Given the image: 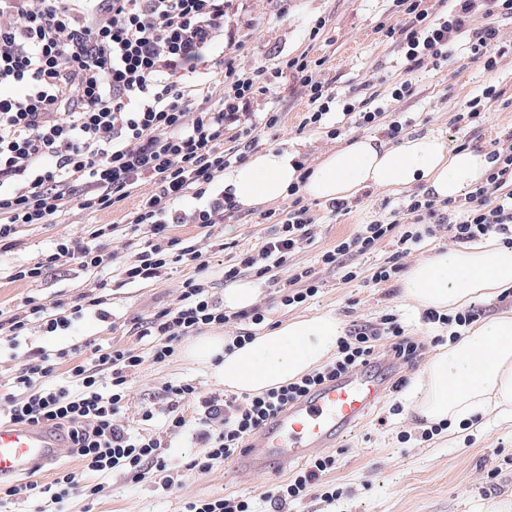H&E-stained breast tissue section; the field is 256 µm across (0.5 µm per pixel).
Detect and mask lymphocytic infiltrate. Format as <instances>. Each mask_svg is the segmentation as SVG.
Masks as SVG:
<instances>
[{
    "label": "lymphocytic infiltrate",
    "mask_w": 512,
    "mask_h": 512,
    "mask_svg": "<svg viewBox=\"0 0 512 512\" xmlns=\"http://www.w3.org/2000/svg\"><path fill=\"white\" fill-rule=\"evenodd\" d=\"M402 25L386 26L384 35L402 43L405 58L419 65L426 58L452 61L454 49L467 43L481 53L499 40L496 19H512V0H451L450 10L436 14L422 0H393ZM225 0H0V252L19 244L21 226L48 224L75 208L105 211L150 184L130 213L128 226L142 241L136 258L118 267L123 283L157 282L171 265L192 274L185 279L175 306L135 319L133 333L148 351L102 346L94 341L29 354L12 372L11 388L0 403V419L64 429L81 472L57 471L52 483L36 480L6 487L10 497L50 495L63 502L77 492L92 499L106 495L105 476L121 471L143 480L152 470L167 468L165 454L173 438L194 428L206 451L189 463L208 471L214 461L229 460L247 438L259 431L289 403L318 386L367 366L379 354L377 342L387 339L393 359L405 363L419 356L421 342L407 336L395 315H385L371 328L349 332L338 341L334 360L297 381L244 398L202 395L189 383L165 388L171 398L159 431L131 435L117 417L127 400L133 375L145 362L172 358L180 342L206 329L236 328L234 344L250 335L237 326L263 324L260 308L225 311L212 300L201 278L208 267L203 240L212 239L236 204L224 190V174L244 158L228 146L230 131L249 137L257 127L279 128L281 114L266 112L253 124L244 111L255 92L276 95V80L292 73L308 98L303 127L326 129L338 138L340 125H326L331 94L319 81L315 63L301 55L267 69L238 70L233 60L217 62L215 73L224 96L210 105L200 84L189 82L211 47L224 38ZM493 167L485 183L463 202L410 197L389 221L359 225L356 232L324 251L319 262L340 269L344 280L357 278L353 256L392 245L398 257L434 237L437 224L459 243L498 235L512 247V132L493 138ZM190 197L199 208L176 209ZM174 224H195L202 240L184 241L169 234ZM119 227L88 225L83 237L63 236L34 261L14 267L12 279L37 282L57 267L77 263L98 268L108 261L103 250ZM314 236L307 206L288 212L275 233L259 249H246L225 266L224 279L234 282L242 272L265 277L285 271L278 286L282 305L307 302L317 295L314 270L290 265V257ZM396 261L382 265L371 281L388 282L401 270ZM103 295L90 292L67 302L34 298L0 318V335H25L31 325L52 334L68 329L86 312L101 310ZM68 365L70 383H55L60 365ZM200 406L187 417V405ZM333 456L313 458L291 481L265 490L262 497L275 508L306 497L332 471Z\"/></svg>",
    "instance_id": "f902f5d3"
}]
</instances>
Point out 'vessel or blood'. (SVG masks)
I'll return each mask as SVG.
<instances>
[{
  "label": "vessel or blood",
  "instance_id": "b4317fda",
  "mask_svg": "<svg viewBox=\"0 0 512 512\" xmlns=\"http://www.w3.org/2000/svg\"><path fill=\"white\" fill-rule=\"evenodd\" d=\"M388 383L370 371L350 373L282 410L251 435L231 461L234 471L287 467L335 447L386 396ZM70 442L55 428L0 423V480L65 458Z\"/></svg>",
  "mask_w": 512,
  "mask_h": 512
}]
</instances>
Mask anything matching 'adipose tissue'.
<instances>
[{"mask_svg": "<svg viewBox=\"0 0 512 512\" xmlns=\"http://www.w3.org/2000/svg\"><path fill=\"white\" fill-rule=\"evenodd\" d=\"M296 153L268 148L224 177L245 207L284 198L301 183L310 197L346 201L372 188L397 193L420 184L440 199H457L483 182L490 169L485 152L457 150L426 133L388 146L354 137L327 153L300 181ZM512 289V248L488 238L457 246H433L413 261L400 298L417 313H450ZM344 326L335 313L317 312L282 322L233 347L225 337L195 341L188 356L213 366L226 391L250 396L294 381L335 355ZM410 410L429 424L465 422L491 413L512 416V312L485 319L453 344L437 350L415 378Z\"/></svg>", "mask_w": 512, "mask_h": 512, "instance_id": "obj_1", "label": "adipose tissue"}]
</instances>
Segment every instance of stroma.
Returning a JSON list of instances; mask_svg holds the SVG:
<instances>
[{
  "instance_id": "stroma-1",
  "label": "stroma",
  "mask_w": 512,
  "mask_h": 512,
  "mask_svg": "<svg viewBox=\"0 0 512 512\" xmlns=\"http://www.w3.org/2000/svg\"><path fill=\"white\" fill-rule=\"evenodd\" d=\"M397 15L392 0H230L224 19V40L211 53L214 60L231 59L238 67L274 68L284 58L309 54L321 59L317 74L333 96L331 118H342L345 104L370 100L372 107L400 118L405 134L433 132L452 139L454 144L489 150L490 140L512 130V20L499 22L501 41L491 48L496 58L494 70L484 68V57L458 50L450 63L438 66L426 59L408 68L398 42L380 32L381 24L394 23ZM325 26L317 38L309 33L316 21ZM411 82L415 93L395 96L402 82ZM495 87L501 96L487 112L478 128L455 131L452 122L460 101ZM279 107L284 119L277 136L259 133L256 150L274 144L297 152L308 165H315L338 140L322 130L301 129L307 109L292 78L280 81ZM423 186L395 194L366 190L349 201L347 211L331 213L326 201L304 197L315 218L314 240L292 256L293 264L317 268L321 281L318 294L298 306L281 305L274 287L253 273H242L245 281H255L260 295L259 308L265 312L264 329L288 319L329 310L343 321L345 328L378 323L384 314H395L407 335L427 342L450 336L451 327L429 324L407 311L399 299V281L375 286L365 276L392 255L390 246L358 257L357 267L364 275L348 282L340 271L317 266L320 253L336 241L353 234L358 225L387 221L391 211L402 206L411 194H424ZM130 197L116 209L102 212L71 210L50 224L23 227L20 243L0 255V309H17L31 297L44 301L72 298L100 289L106 299L108 320L86 314L66 331L52 335L30 329L18 344L0 340V383H6L18 366L19 355L29 351H52L88 340L109 346H131L138 339L130 331L135 317L152 314L175 302L187 276L181 266L170 269L164 281L149 284H124L111 264L84 269L68 264L49 272L41 281H15L11 269L31 261L49 249L63 235L79 236L88 224H124L125 216L137 204ZM293 207L292 197L249 208H238L226 218L219 233L224 249L212 252L202 279L215 301L224 299V265L244 248L257 247L276 228V219ZM189 383L202 395L221 392L223 384L212 369L192 361L186 352L162 363L145 362L132 382L130 399L122 421L129 431L145 435L154 431L166 416V385ZM151 407L154 418L142 420L143 407ZM424 427L408 410L406 392L389 393L363 422L334 448L336 465L328 476L330 483L342 487L340 499L327 501L320 493L287 503L283 512H512V419L491 416L473 427L465 438L445 429L431 439H423ZM178 465L180 489L163 495V472L134 481L123 473L107 480L106 497L93 500L80 494L69 495L64 512H183L186 502L212 496H260L270 486L283 483L292 469L266 470L240 474L224 463L202 473L187 469L202 450L192 431L174 439L170 450Z\"/></svg>"
}]
</instances>
